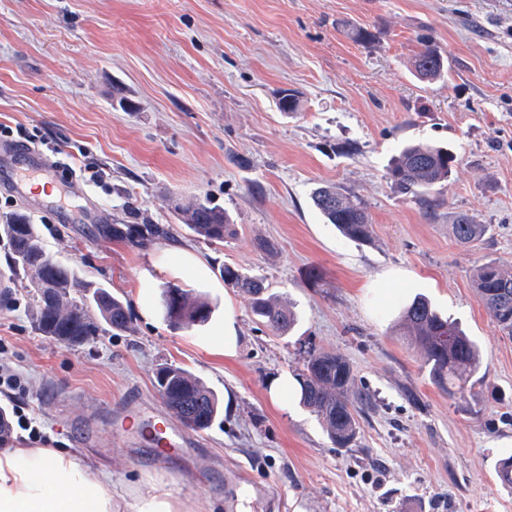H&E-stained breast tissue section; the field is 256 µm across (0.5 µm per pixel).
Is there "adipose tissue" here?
Segmentation results:
<instances>
[{
  "instance_id": "1",
  "label": "adipose tissue",
  "mask_w": 512,
  "mask_h": 512,
  "mask_svg": "<svg viewBox=\"0 0 512 512\" xmlns=\"http://www.w3.org/2000/svg\"><path fill=\"white\" fill-rule=\"evenodd\" d=\"M129 495L134 512H199L160 482ZM0 512H116L112 480L61 450L0 448Z\"/></svg>"
}]
</instances>
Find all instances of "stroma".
<instances>
[{
  "instance_id": "35a3bbf8",
  "label": "stroma",
  "mask_w": 512,
  "mask_h": 512,
  "mask_svg": "<svg viewBox=\"0 0 512 512\" xmlns=\"http://www.w3.org/2000/svg\"><path fill=\"white\" fill-rule=\"evenodd\" d=\"M424 34L448 61L444 79L409 66ZM286 89L297 111H280ZM417 142L457 157L428 206L387 176ZM5 144L102 173L59 212L37 188L17 194L23 157L0 153V222L25 213L55 260L133 318L130 331L76 347L40 335L30 277L0 237V366L18 377L0 406L37 419L40 447L110 472L116 489L162 479L206 512L232 500L237 512H512L495 472L512 452V338L472 284L481 263L512 265V0H0ZM325 184L365 204L369 242L324 223L311 193ZM205 198L235 238L211 243L182 223V208ZM461 213L489 227L469 247L453 235ZM115 224L169 234L140 248L106 236ZM180 247L207 262L211 288L173 273ZM226 264L290 301L295 328L254 323L219 275ZM170 286L206 294L211 323L168 326L156 301ZM418 293L478 342L473 393L430 381L400 322ZM228 309L241 336L232 359L206 345ZM322 350L344 356L363 397L346 448L296 400L269 397L274 378ZM165 363L211 388L221 419L161 462L145 425L120 430L112 416L133 401L163 408L153 373Z\"/></svg>"
}]
</instances>
